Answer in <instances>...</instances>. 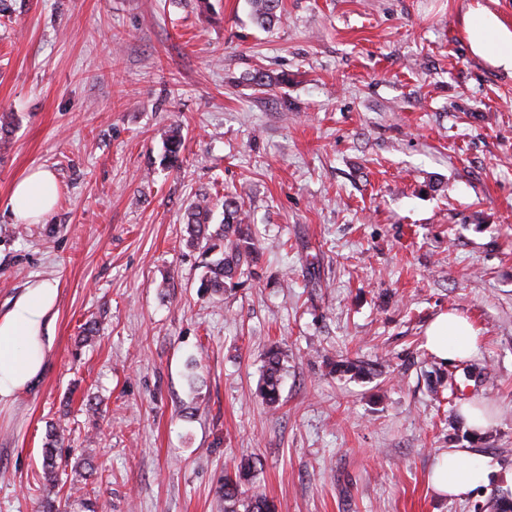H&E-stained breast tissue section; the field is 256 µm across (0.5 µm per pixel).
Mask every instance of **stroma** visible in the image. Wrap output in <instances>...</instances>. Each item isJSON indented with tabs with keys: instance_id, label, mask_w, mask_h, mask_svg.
Here are the masks:
<instances>
[{
	"instance_id": "35a3bbf8",
	"label": "stroma",
	"mask_w": 512,
	"mask_h": 512,
	"mask_svg": "<svg viewBox=\"0 0 512 512\" xmlns=\"http://www.w3.org/2000/svg\"><path fill=\"white\" fill-rule=\"evenodd\" d=\"M472 2L283 0L265 31L248 0H8L0 309L37 280L59 296L41 379L0 406V512H224L244 458L278 512L512 496V78L470 53ZM35 167L58 199L19 224L8 197ZM231 191L257 263L203 294L186 212ZM448 311L478 332L452 364L425 346ZM53 428L90 506L44 477ZM451 448L489 471L453 500L428 482ZM265 356V369L258 387V394L268 408L275 410L279 405L283 377L281 352L278 346H271Z\"/></svg>"
}]
</instances>
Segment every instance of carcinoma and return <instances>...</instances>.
<instances>
[{
  "label": "carcinoma",
  "mask_w": 512,
  "mask_h": 512,
  "mask_svg": "<svg viewBox=\"0 0 512 512\" xmlns=\"http://www.w3.org/2000/svg\"><path fill=\"white\" fill-rule=\"evenodd\" d=\"M255 23L269 28L281 21L282 0H250ZM224 223L209 230L210 203L206 200L191 207L186 224L187 243L204 257V271L199 291L218 292L241 271L242 266L255 260L256 247L249 225L244 223L242 204L237 197L223 201ZM282 358L278 347L266 352L265 369L258 387L263 403L274 410L279 405L282 383ZM64 434L53 431L48 434L44 448V474L50 484L59 481L58 448ZM254 472V462L245 459L237 464L234 473H224V512H274L275 505L261 494L246 495L243 485Z\"/></svg>",
  "instance_id": "cac0c4a2"
}]
</instances>
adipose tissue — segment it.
<instances>
[{
  "label": "adipose tissue",
  "instance_id": "1",
  "mask_svg": "<svg viewBox=\"0 0 512 512\" xmlns=\"http://www.w3.org/2000/svg\"><path fill=\"white\" fill-rule=\"evenodd\" d=\"M463 36L475 57L512 77V20L476 0L464 16ZM57 194L54 173L38 167L13 185L8 207L16 222L40 224L51 213ZM57 299L54 285L37 281L0 314V403L39 379L53 344ZM426 336L428 349L444 362L468 359L475 349L472 324L454 313L438 314ZM486 479L484 468L473 462L465 448H452L438 457L430 474L435 492L448 497L465 494Z\"/></svg>",
  "mask_w": 512,
  "mask_h": 512
}]
</instances>
